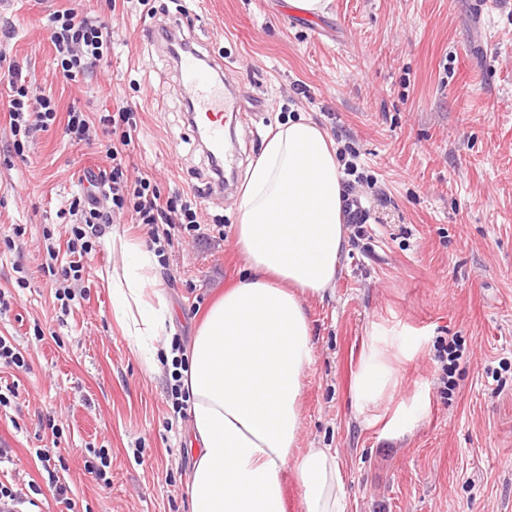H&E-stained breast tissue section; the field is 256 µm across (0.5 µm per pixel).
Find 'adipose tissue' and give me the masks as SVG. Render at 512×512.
Masks as SVG:
<instances>
[{"mask_svg": "<svg viewBox=\"0 0 512 512\" xmlns=\"http://www.w3.org/2000/svg\"><path fill=\"white\" fill-rule=\"evenodd\" d=\"M342 177L335 142L304 116L269 130L247 169L234 243L249 275L210 307L182 372L196 451L190 512H286L289 469L305 512H346L335 453L298 447L313 359L306 301L325 298L336 282L346 244ZM107 244L121 255L106 279L113 317L154 371L174 321L155 287L157 255L116 231ZM397 349L390 330L376 331L355 377L359 406L390 396Z\"/></svg>", "mask_w": 512, "mask_h": 512, "instance_id": "1", "label": "adipose tissue"}]
</instances>
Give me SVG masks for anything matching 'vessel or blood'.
Instances as JSON below:
<instances>
[{
	"instance_id": "b4317fda",
	"label": "vessel or blood",
	"mask_w": 512,
	"mask_h": 512,
	"mask_svg": "<svg viewBox=\"0 0 512 512\" xmlns=\"http://www.w3.org/2000/svg\"><path fill=\"white\" fill-rule=\"evenodd\" d=\"M180 85L190 97L191 129L212 157L224 155V122L227 112H260L263 99L244 92L225 90L222 77L225 62L205 59L192 46H184L173 58Z\"/></svg>"
}]
</instances>
